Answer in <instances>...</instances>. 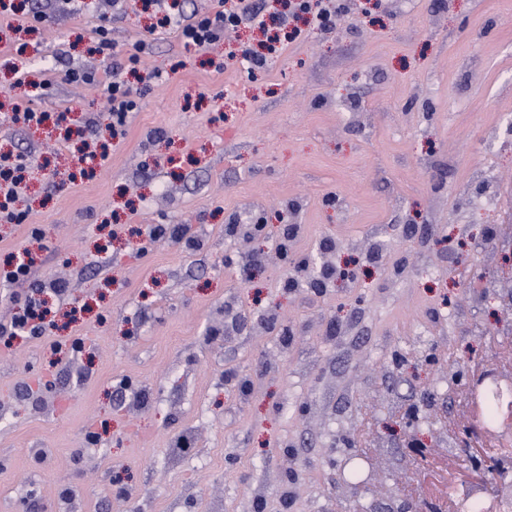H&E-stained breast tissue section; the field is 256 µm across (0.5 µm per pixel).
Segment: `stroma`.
<instances>
[{"label":"stroma","instance_id":"1","mask_svg":"<svg viewBox=\"0 0 512 512\" xmlns=\"http://www.w3.org/2000/svg\"><path fill=\"white\" fill-rule=\"evenodd\" d=\"M102 9L0 0V153L31 163L0 264L69 288L0 351V512H420L404 421L461 457L459 389L512 367V0H371L255 70L225 62L251 22L199 51L126 0L151 80L82 177L9 106L103 112Z\"/></svg>","mask_w":512,"mask_h":512}]
</instances>
